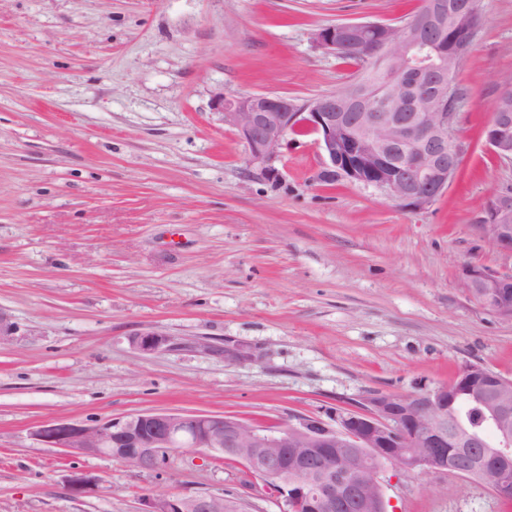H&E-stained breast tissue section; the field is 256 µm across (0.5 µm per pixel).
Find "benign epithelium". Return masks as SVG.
I'll use <instances>...</instances> for the list:
<instances>
[{
  "instance_id": "obj_1",
  "label": "benign epithelium",
  "mask_w": 512,
  "mask_h": 512,
  "mask_svg": "<svg viewBox=\"0 0 512 512\" xmlns=\"http://www.w3.org/2000/svg\"><path fill=\"white\" fill-rule=\"evenodd\" d=\"M484 21L473 0L453 8L443 0H422L421 9L392 40L387 25L349 22L314 33L315 46L328 54L357 49L382 66L385 93L357 112L361 101L352 85L344 95H321L302 107L275 94L224 97L213 104L223 123L235 128L249 161L266 164L278 155L289 133L304 128L317 137L327 159L326 176H341L382 191L409 211L430 207L454 181L462 164L455 75L470 53ZM512 82L501 84L486 142L512 162ZM477 231L512 252V187L486 204ZM463 288L490 311L512 317L507 288L512 278L470 267ZM17 326L0 310V344L12 341ZM131 344L151 353L164 338L153 330L133 334ZM249 345L224 343V360L256 361ZM455 384L480 412L477 426L448 414V387L409 395L377 394L361 411L336 414V424L305 418L280 428L246 425L222 414L148 410L125 418L85 423L46 422L32 432L38 443L74 454L104 455L141 472L158 473L170 454L183 448L212 452L243 464L246 472L273 486L292 512H385L382 469L399 465L408 472H453L448 449L469 474L512 495V383L494 374L463 368ZM220 494L161 495L145 501L143 512H224Z\"/></svg>"
}]
</instances>
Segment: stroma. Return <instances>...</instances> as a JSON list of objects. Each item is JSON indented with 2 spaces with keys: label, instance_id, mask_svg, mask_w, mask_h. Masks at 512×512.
Returning <instances> with one entry per match:
<instances>
[{
  "label": "stroma",
  "instance_id": "obj_1",
  "mask_svg": "<svg viewBox=\"0 0 512 512\" xmlns=\"http://www.w3.org/2000/svg\"><path fill=\"white\" fill-rule=\"evenodd\" d=\"M484 6L457 74L462 166L413 212L326 178L312 134L250 163L213 97L334 92L356 67L314 32L397 24L419 0H0V309L18 327L0 345V512H141L167 493L287 510L201 450L148 473L39 444L53 419L164 409L276 428L468 364L512 380V323L461 285L468 266L512 276V253L476 231L512 185L483 137L512 78V0ZM144 328L166 344L135 349ZM228 339L261 359L225 362ZM77 472L96 489L74 493ZM382 479L388 512H512L454 474L390 465Z\"/></svg>",
  "mask_w": 512,
  "mask_h": 512
}]
</instances>
